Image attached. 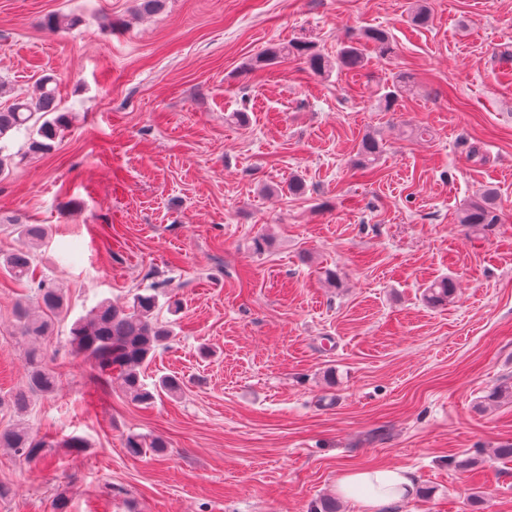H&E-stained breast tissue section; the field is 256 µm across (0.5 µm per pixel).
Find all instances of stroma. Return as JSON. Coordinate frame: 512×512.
<instances>
[{"label": "stroma", "instance_id": "1", "mask_svg": "<svg viewBox=\"0 0 512 512\" xmlns=\"http://www.w3.org/2000/svg\"><path fill=\"white\" fill-rule=\"evenodd\" d=\"M426 6L415 25L413 0H0V81L23 97L53 76L71 117L48 153L4 141L0 255L45 225L34 266L68 312L39 342L57 390L0 410L56 442L36 466L0 448V512H54L61 493L68 512H366L338 484L384 466L414 489L382 512H512V402L492 396L512 380V0ZM369 28L394 53L365 44L359 69L258 61L289 40L332 57ZM367 134L383 153L363 176ZM490 187L500 223H459ZM443 278L453 299L427 304ZM155 284L182 308L160 310L177 337L145 378L185 389L147 408L66 338ZM33 297L0 270V396L25 385L15 307ZM131 433L166 456H130ZM72 435L84 452L60 447ZM125 448L132 456L152 455L164 456L168 451V442L159 435L145 436L141 434H129L125 440Z\"/></svg>", "mask_w": 512, "mask_h": 512}]
</instances>
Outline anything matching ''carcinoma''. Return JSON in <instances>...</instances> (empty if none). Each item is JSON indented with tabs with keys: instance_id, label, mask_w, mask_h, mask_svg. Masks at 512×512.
I'll list each match as a JSON object with an SVG mask.
<instances>
[{
	"instance_id": "1",
	"label": "carcinoma",
	"mask_w": 512,
	"mask_h": 512,
	"mask_svg": "<svg viewBox=\"0 0 512 512\" xmlns=\"http://www.w3.org/2000/svg\"><path fill=\"white\" fill-rule=\"evenodd\" d=\"M361 38L372 42L379 53H392L388 32L382 29H366ZM302 57L319 73L333 69H356L364 65L361 49L354 44L343 46L336 59L330 60L311 52L309 45L290 42L273 46L260 55L262 61H273L280 57ZM53 79L45 77L40 81L38 96L31 99L20 97L0 107V140L13 132L23 131L27 137L28 150L39 154L50 151L67 122L65 113H56L57 97L51 87ZM403 80L398 79L387 87L380 97L384 109L389 111L403 92ZM381 149L373 136L364 137L359 143L355 166L362 172H370L380 159ZM500 218L495 205V194L491 190L470 203L462 212L460 223L473 227L497 224ZM18 233L30 246H37L45 239V228L41 224H20ZM33 252L18 250L0 259V265L17 282L34 285L35 298L40 312L35 314L24 304L16 307L20 335L34 342L50 330L51 318L67 310L65 292L53 278H34ZM455 287L444 278L431 283L426 289V299L433 305H445L453 297ZM161 309L159 294L154 288H145L133 295L124 305L101 301L87 316L80 317L72 324L67 345L72 354L94 362L99 374L106 380L117 374L122 381L126 395L139 405H151L164 394L177 396L183 391V381L175 375H164L149 385L144 380L143 367L151 362L158 350L168 347L175 339L176 332L170 323L158 320ZM29 371L26 390L16 392L9 400L0 397V408L7 405L14 412L26 410L31 394H52L57 390L55 373L43 365L36 347L27 351ZM0 447L10 448L15 455L28 465H36L44 458L45 440L37 438L28 427L16 423L0 429ZM125 448L132 456H163L168 451L165 438L132 433L126 437Z\"/></svg>"
}]
</instances>
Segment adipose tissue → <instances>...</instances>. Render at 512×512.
Here are the masks:
<instances>
[{
  "label": "adipose tissue",
  "instance_id": "adipose-tissue-1",
  "mask_svg": "<svg viewBox=\"0 0 512 512\" xmlns=\"http://www.w3.org/2000/svg\"><path fill=\"white\" fill-rule=\"evenodd\" d=\"M339 490L347 496L358 497L369 512L400 501L413 490L409 471L398 467H376L344 477Z\"/></svg>",
  "mask_w": 512,
  "mask_h": 512
}]
</instances>
